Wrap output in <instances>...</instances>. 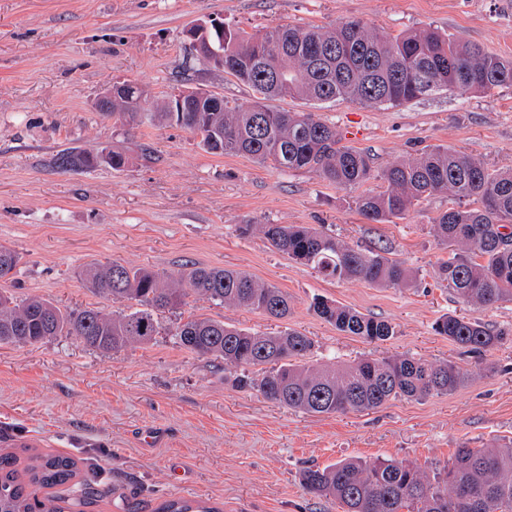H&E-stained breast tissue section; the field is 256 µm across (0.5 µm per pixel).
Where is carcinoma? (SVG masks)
I'll use <instances>...</instances> for the list:
<instances>
[{
  "instance_id": "obj_1",
  "label": "carcinoma",
  "mask_w": 512,
  "mask_h": 512,
  "mask_svg": "<svg viewBox=\"0 0 512 512\" xmlns=\"http://www.w3.org/2000/svg\"><path fill=\"white\" fill-rule=\"evenodd\" d=\"M222 53L224 72L260 94L243 108H217L214 94L186 89L190 112H174L165 100L156 112L142 107L146 90L122 81L124 96L112 115L137 126L167 123L201 136L213 154L247 156L261 165L306 170L338 188L357 189L380 180L384 189L364 190L357 212L374 224L390 223L431 196L448 193L458 206L439 213L433 229L452 248L439 267L448 292L467 305L512 302V170H491L474 156L432 146L380 171L369 154L342 144L336 126L315 112H288L268 105L287 97L315 103L349 100L367 106L397 107L448 90L485 95L512 87V57L488 52L431 27L395 36L369 31L358 20L329 27L280 25L249 34L229 26L209 33ZM54 164L96 168L93 151L71 148ZM261 232L277 252L331 281L364 280L381 287L416 286L417 274L386 250H361L307 224H252L240 234ZM21 257L0 246V268L14 271ZM89 290L101 299L125 302L114 314L99 306L61 307L29 296L0 293V346L35 345L68 336L103 354L146 344L164 330L188 352L224 363L234 384L252 389L273 404L302 414L371 410L392 399L422 400L450 394L466 376L454 363L407 355L364 358L348 364L312 360L315 342L287 328L254 332L210 317L189 315L171 328L174 313L192 296L286 319L288 294L241 270L190 265L173 277L151 267L118 260L91 262L84 270ZM314 313L340 332L384 341L392 325L334 301L316 298ZM434 331L472 352L503 340L478 318L446 315ZM14 453H0V512H65L60 495L43 489L67 485L77 462L57 453H36L18 468ZM301 483L310 493L333 499L344 512H512V444L459 448L448 465L428 475L421 467L392 460L345 459L324 468H306ZM158 512H216L202 502L166 500Z\"/></svg>"
}]
</instances>
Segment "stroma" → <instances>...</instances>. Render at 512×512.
Here are the masks:
<instances>
[{
    "instance_id": "obj_1",
    "label": "stroma",
    "mask_w": 512,
    "mask_h": 512,
    "mask_svg": "<svg viewBox=\"0 0 512 512\" xmlns=\"http://www.w3.org/2000/svg\"><path fill=\"white\" fill-rule=\"evenodd\" d=\"M213 18L250 33L349 19L384 36L427 25L512 56V0H0V244L21 255L0 292L96 303L83 275L95 259L173 275L192 263L239 269L288 293L287 325L314 339L316 357L448 360L470 380L420 401L305 415L233 388L223 363L164 333L114 355L59 336L0 347V450L24 440L72 456L79 474L60 493L77 499L92 484L83 512H155L173 498L219 512H342L304 490L301 469L359 457L430 471L458 448L512 443V303L467 309L438 277L448 252L432 220L454 197L438 194L401 219L371 224L355 208V190L314 173L212 154L183 128H129L95 111L98 94L123 80L147 90L151 111L186 86L232 107L253 104L255 91L192 50L187 29ZM276 106L318 113L378 169L435 145L512 169V88L439 91L400 107L292 98ZM101 144L126 152L129 164L64 172L52 162L62 149ZM248 220L311 224L352 246L387 247L416 270L418 285L322 279L262 235H240ZM317 296L388 321L394 336L369 342L339 332L314 314ZM183 312L257 332L276 327L260 313L199 297ZM466 312L504 332V344L475 356L435 333L437 319Z\"/></svg>"
}]
</instances>
